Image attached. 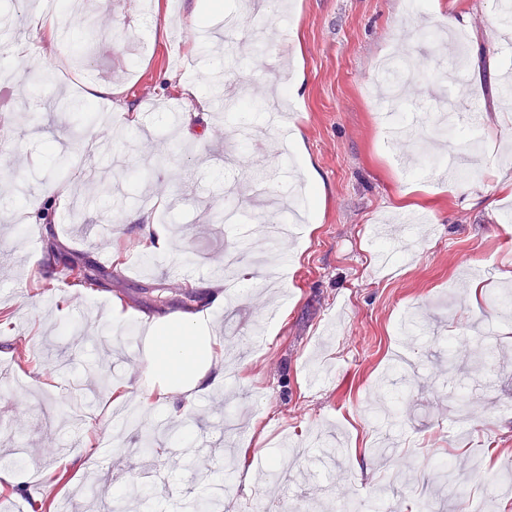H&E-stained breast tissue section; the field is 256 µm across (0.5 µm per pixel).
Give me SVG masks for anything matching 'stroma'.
<instances>
[{"label":"stroma","instance_id":"stroma-1","mask_svg":"<svg viewBox=\"0 0 512 512\" xmlns=\"http://www.w3.org/2000/svg\"><path fill=\"white\" fill-rule=\"evenodd\" d=\"M281 2L258 13L243 0L220 12L201 0L207 46L190 52L182 0H87L63 14L52 57L0 60V85L25 76L0 113V512H33L41 497L54 512H188L223 466L197 455L206 441L237 465L219 512H336L342 498L371 512L381 487L386 512L419 506L424 488L437 512H463L437 454L456 460L472 497L512 512L498 485L512 471V319L497 306L512 284L506 22L496 0ZM226 12L237 17L230 58ZM451 17L464 46L430 37ZM90 19L101 35L87 66L119 93L92 103L86 164L62 177L57 157L80 148L72 120L44 112L31 122L30 88L71 59ZM268 30L271 48L254 54L252 34ZM396 46L417 76L393 105L378 65ZM218 74L259 101L277 83L294 132L288 162L273 153L276 131L254 137L184 99L182 84L206 89ZM123 104L137 108L138 129H126ZM396 111L418 113L425 139H389ZM63 189L91 199L81 220L56 206ZM146 200L170 237L148 273L144 227L126 220ZM45 223L91 267L118 246L133 264L100 269L96 290L47 298L31 287ZM243 239L263 261L254 287L208 324L223 376L192 396L190 418H166L165 398L138 396L134 329L145 316L166 328L209 307L208 289L172 275L223 264ZM17 336L29 339L35 369L15 365ZM92 362L129 385L146 424L161 423L162 454L133 463L138 432L88 375ZM16 468L24 487L5 478Z\"/></svg>","mask_w":512,"mask_h":512}]
</instances>
